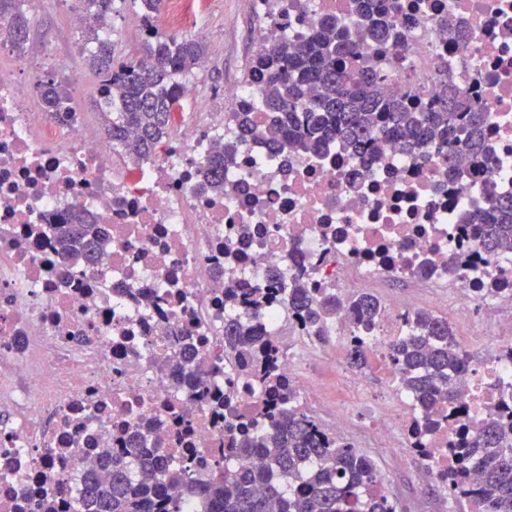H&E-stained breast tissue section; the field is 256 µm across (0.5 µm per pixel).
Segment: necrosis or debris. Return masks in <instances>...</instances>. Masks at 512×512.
Wrapping results in <instances>:
<instances>
[{
    "label": "necrosis or debris",
    "instance_id": "1",
    "mask_svg": "<svg viewBox=\"0 0 512 512\" xmlns=\"http://www.w3.org/2000/svg\"><path fill=\"white\" fill-rule=\"evenodd\" d=\"M218 2L161 0L152 22L185 36ZM242 4L267 21L251 38L253 58L302 43L325 18L355 31L354 0ZM388 4L402 36L372 45L366 65L391 70V96L430 101L453 86L480 102L489 114L483 162L447 170L433 144L410 152L389 142L361 155L335 143L317 154L271 150L254 70L226 84L220 103L180 82L189 109L174 112L158 154L126 155L82 113L38 106L28 56L0 68V512H71L79 461L132 437L188 459L194 483L208 482L225 426L266 401L224 349L228 320L274 340L279 373L317 400L308 414L354 448L369 438L413 445L420 409L397 389L386 349L422 302L451 312L458 343L478 333L493 348L456 380L471 417L512 405V253L485 252L462 222L489 195L512 193V0ZM243 112L255 130L246 138ZM217 139L233 156L222 195L204 173ZM79 212L101 227L94 265L56 245L55 230ZM295 277L338 300L327 323L334 339L356 335L357 298L381 302L367 347L394 389L370 432L309 373L345 353H329L289 313L284 289ZM229 288L277 294L253 311L227 301ZM484 304L495 316L478 329L473 312ZM188 348L195 377L183 364ZM226 392L228 409L214 401Z\"/></svg>",
    "mask_w": 512,
    "mask_h": 512
}]
</instances>
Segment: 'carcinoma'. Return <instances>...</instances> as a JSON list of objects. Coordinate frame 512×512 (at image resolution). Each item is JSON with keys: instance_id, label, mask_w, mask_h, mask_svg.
Wrapping results in <instances>:
<instances>
[{"instance_id": "cac0c4a2", "label": "carcinoma", "mask_w": 512, "mask_h": 512, "mask_svg": "<svg viewBox=\"0 0 512 512\" xmlns=\"http://www.w3.org/2000/svg\"><path fill=\"white\" fill-rule=\"evenodd\" d=\"M29 2L0 0V44L7 42L16 50L26 44ZM83 2L86 13L99 22L112 13V0ZM356 2L361 37L340 33L334 21L323 20L300 46L278 48L254 62V68L266 75L260 105L276 113L269 128L273 145L317 153L340 141L360 151L394 136L407 150L424 142L437 144L450 170L463 156L483 155L488 113L466 92L445 90L427 106L411 98L386 97L388 71L367 68L362 60L368 46L398 36L397 18L383 0ZM85 38L94 43L88 65L106 86V134L129 154L154 153L170 135V115L178 106L174 88L205 56L203 43L150 34L140 52L152 57L154 66L142 71L135 62L112 55V43L102 41L96 27L86 29ZM38 92L46 111L70 109L69 95L54 80L40 82ZM230 156L223 143L214 145L210 181L220 193L224 161ZM465 223L486 252L512 250V195L490 197L487 208L468 214ZM99 233L98 225L77 216L62 230L61 249L80 251L94 263ZM358 307L361 331L368 333L379 303L365 295ZM288 308L323 336L336 302L330 297L314 300L298 279L288 288ZM364 343L365 337L358 336L349 347L353 368L368 365ZM224 344L263 380L270 405L257 421L234 429L233 447L218 465L219 475L194 487V493L210 503L211 512H398L383 490L375 461L324 435L296 403L295 391L276 372L270 339L254 335L247 322L239 320L224 324ZM389 357L399 373V385L425 409L411 429L419 454H426L423 444L439 426L444 408L452 409L461 424L454 446L448 448V482H439L448 491V500L467 505L468 512H512V418L491 415L472 422L454 406L449 372L469 369L472 359L455 343L448 320L425 311L415 313L411 332L389 345ZM130 444L121 454L101 448L93 463L83 466L85 487L73 512H183L179 499L166 493L164 482H186L189 462L172 466L161 449L148 451L134 439ZM242 456L253 462L238 469L234 460Z\"/></svg>"}]
</instances>
